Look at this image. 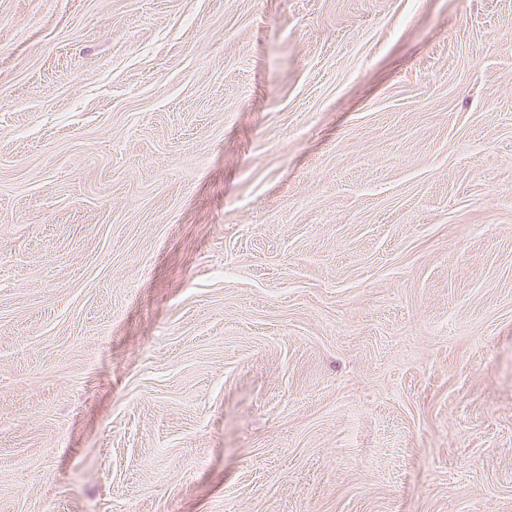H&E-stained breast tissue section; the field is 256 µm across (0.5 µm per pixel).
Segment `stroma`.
I'll return each mask as SVG.
<instances>
[{
	"label": "stroma",
	"mask_w": 512,
	"mask_h": 512,
	"mask_svg": "<svg viewBox=\"0 0 512 512\" xmlns=\"http://www.w3.org/2000/svg\"><path fill=\"white\" fill-rule=\"evenodd\" d=\"M0 512H512V0H0Z\"/></svg>",
	"instance_id": "35a3bbf8"
}]
</instances>
